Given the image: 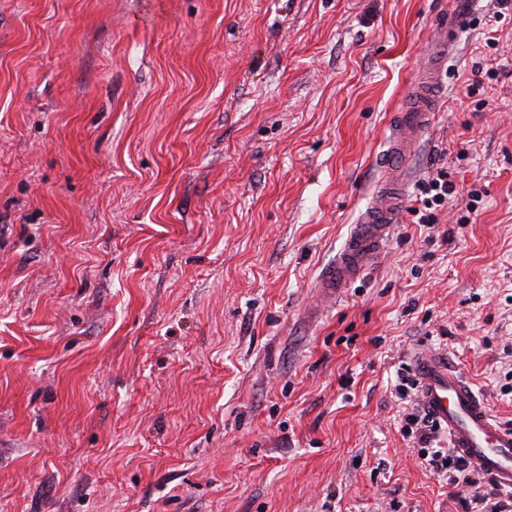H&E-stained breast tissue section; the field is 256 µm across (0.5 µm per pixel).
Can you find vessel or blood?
Segmentation results:
<instances>
[{
	"instance_id": "vessel-or-blood-1",
	"label": "vessel or blood",
	"mask_w": 512,
	"mask_h": 512,
	"mask_svg": "<svg viewBox=\"0 0 512 512\" xmlns=\"http://www.w3.org/2000/svg\"><path fill=\"white\" fill-rule=\"evenodd\" d=\"M467 21L463 0H457L454 9L437 20L425 67L407 103L394 115L379 159L381 184L335 261L318 275L316 286L322 295L338 297L383 253L404 208L413 178L410 163L433 125L456 35ZM413 373L419 404L447 437L449 448L499 489L512 491V428L494 418L447 353L414 355Z\"/></svg>"
}]
</instances>
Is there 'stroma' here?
<instances>
[{
  "instance_id": "35a3bbf8",
  "label": "stroma",
  "mask_w": 512,
  "mask_h": 512,
  "mask_svg": "<svg viewBox=\"0 0 512 512\" xmlns=\"http://www.w3.org/2000/svg\"><path fill=\"white\" fill-rule=\"evenodd\" d=\"M453 0H0V512H465L402 430L448 352L512 425V10L458 36L403 213L380 180ZM455 3L448 15L440 17L433 28L432 47L412 87L407 103L394 114L391 134L379 159L381 184L361 213L336 260L323 268L316 288L327 297L337 298L384 251L398 223L413 178L410 163L431 129L439 97L444 87L448 57L454 52L456 33L468 21L465 5ZM455 192L454 185L448 181V172L442 168L432 172L421 189V196L416 199L418 207L411 206L409 213L416 217V224H437L436 209L442 206L448 196Z\"/></svg>"
}]
</instances>
